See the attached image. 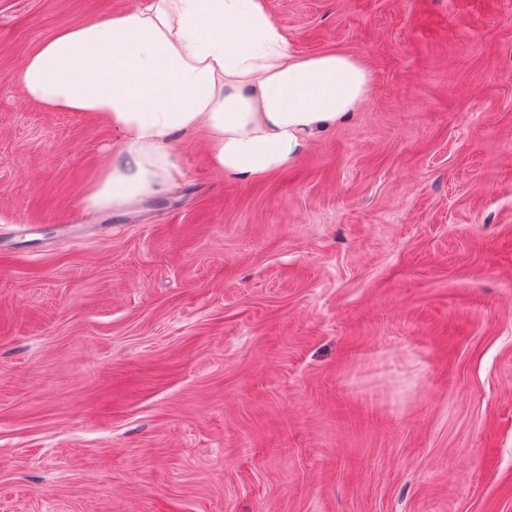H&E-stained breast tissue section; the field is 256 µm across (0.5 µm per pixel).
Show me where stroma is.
I'll use <instances>...</instances> for the list:
<instances>
[{
  "mask_svg": "<svg viewBox=\"0 0 512 512\" xmlns=\"http://www.w3.org/2000/svg\"><path fill=\"white\" fill-rule=\"evenodd\" d=\"M144 0H0V512H512V0H265L368 100L127 211L16 80Z\"/></svg>",
  "mask_w": 512,
  "mask_h": 512,
  "instance_id": "35a3bbf8",
  "label": "stroma"
}]
</instances>
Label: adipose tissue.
Instances as JSON below:
<instances>
[{"instance_id":"1","label":"adipose tissue","mask_w":512,"mask_h":512,"mask_svg":"<svg viewBox=\"0 0 512 512\" xmlns=\"http://www.w3.org/2000/svg\"><path fill=\"white\" fill-rule=\"evenodd\" d=\"M25 97L104 118L121 135L88 208L127 210L182 172L179 134L206 136L213 167L238 182L293 165L369 97L353 55L297 54L264 0H145L133 12L62 29L18 75Z\"/></svg>"}]
</instances>
